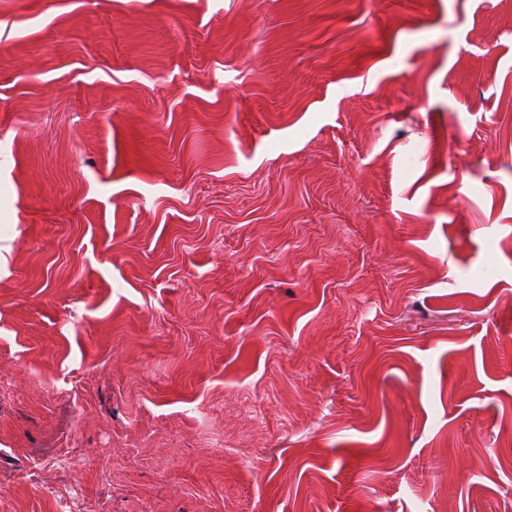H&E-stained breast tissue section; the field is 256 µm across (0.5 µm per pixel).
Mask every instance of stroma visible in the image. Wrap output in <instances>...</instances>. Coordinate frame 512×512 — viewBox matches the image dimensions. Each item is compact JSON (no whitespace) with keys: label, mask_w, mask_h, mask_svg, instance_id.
I'll return each mask as SVG.
<instances>
[{"label":"stroma","mask_w":512,"mask_h":512,"mask_svg":"<svg viewBox=\"0 0 512 512\" xmlns=\"http://www.w3.org/2000/svg\"><path fill=\"white\" fill-rule=\"evenodd\" d=\"M0 512H512V0H0Z\"/></svg>","instance_id":"1"}]
</instances>
